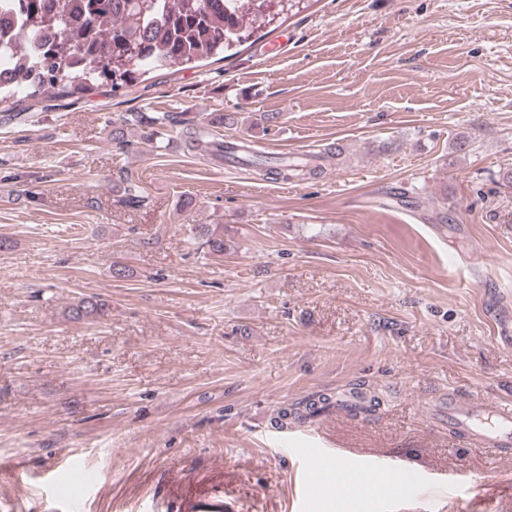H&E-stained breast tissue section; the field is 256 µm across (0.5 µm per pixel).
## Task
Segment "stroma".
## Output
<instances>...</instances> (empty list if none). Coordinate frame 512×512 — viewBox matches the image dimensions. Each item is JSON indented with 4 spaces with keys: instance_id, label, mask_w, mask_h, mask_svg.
<instances>
[{
    "instance_id": "35a3bbf8",
    "label": "stroma",
    "mask_w": 512,
    "mask_h": 512,
    "mask_svg": "<svg viewBox=\"0 0 512 512\" xmlns=\"http://www.w3.org/2000/svg\"><path fill=\"white\" fill-rule=\"evenodd\" d=\"M129 112H223L216 137L324 171L265 179L175 128L123 151ZM510 172L512 0H306L225 57L1 113L0 512L74 481L71 512H184L185 481L222 483L225 512H512V458L434 414L512 400ZM194 224L223 225V256ZM88 295L104 314L68 320ZM358 383L375 413L272 428ZM304 448L344 476L408 464L409 490L302 495Z\"/></svg>"
}]
</instances>
